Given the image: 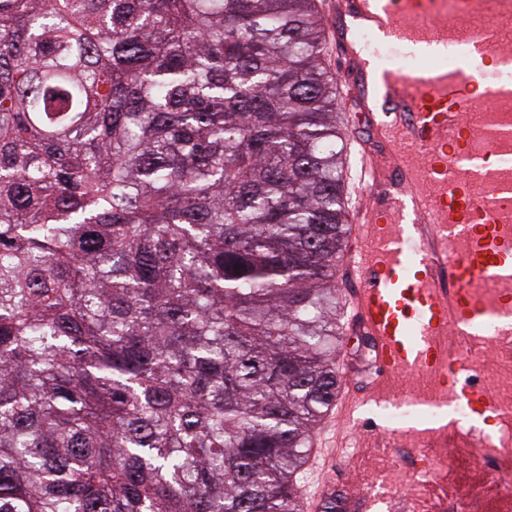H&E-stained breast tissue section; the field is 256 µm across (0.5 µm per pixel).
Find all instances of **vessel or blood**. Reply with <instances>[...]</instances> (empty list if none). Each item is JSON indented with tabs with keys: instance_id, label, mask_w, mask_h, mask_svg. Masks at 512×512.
<instances>
[{
	"instance_id": "vessel-or-blood-1",
	"label": "vessel or blood",
	"mask_w": 512,
	"mask_h": 512,
	"mask_svg": "<svg viewBox=\"0 0 512 512\" xmlns=\"http://www.w3.org/2000/svg\"><path fill=\"white\" fill-rule=\"evenodd\" d=\"M347 14L378 41L414 49L463 44L456 65L405 72L374 63L336 30L343 56L364 87L359 122L378 153L372 166L387 200L364 224L354 266L362 280L353 324L372 344L382 375L423 369L443 385L446 340L478 343L489 317L475 278L512 283V179H495L485 144L512 145V124L489 121L512 112V84L487 82L491 33L512 22V0H345ZM474 113L462 123V112ZM417 231L416 251L404 247Z\"/></svg>"
}]
</instances>
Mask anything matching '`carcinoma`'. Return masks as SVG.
Masks as SVG:
<instances>
[{"label": "carcinoma", "instance_id": "1", "mask_svg": "<svg viewBox=\"0 0 512 512\" xmlns=\"http://www.w3.org/2000/svg\"><path fill=\"white\" fill-rule=\"evenodd\" d=\"M317 0H0V512H302L340 390Z\"/></svg>", "mask_w": 512, "mask_h": 512}]
</instances>
